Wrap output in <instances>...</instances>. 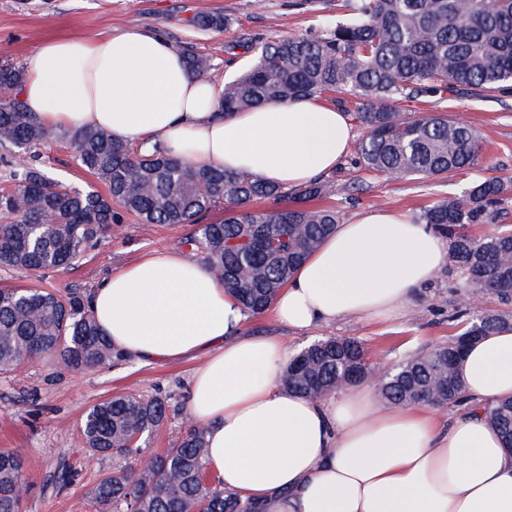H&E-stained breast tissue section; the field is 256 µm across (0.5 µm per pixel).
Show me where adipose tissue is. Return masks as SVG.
<instances>
[{"instance_id": "adipose-tissue-1", "label": "adipose tissue", "mask_w": 512, "mask_h": 512, "mask_svg": "<svg viewBox=\"0 0 512 512\" xmlns=\"http://www.w3.org/2000/svg\"><path fill=\"white\" fill-rule=\"evenodd\" d=\"M24 73L20 99L41 123L159 141L193 164L285 189L336 169L354 137L349 117L315 97L224 114L223 81L192 77L168 39L138 27L44 41ZM448 254L429 225L364 210L323 240L271 310L296 330L391 321ZM88 306L129 356L198 359L187 408L208 428L207 464L263 512H512V450L481 410L512 397L511 329L468 347L459 373L473 405L443 426L426 404L383 407L371 383L323 400L284 390L287 343L246 334L235 298L181 251L112 272Z\"/></svg>"}]
</instances>
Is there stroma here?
I'll use <instances>...</instances> for the list:
<instances>
[{
	"label": "stroma",
	"mask_w": 512,
	"mask_h": 512,
	"mask_svg": "<svg viewBox=\"0 0 512 512\" xmlns=\"http://www.w3.org/2000/svg\"><path fill=\"white\" fill-rule=\"evenodd\" d=\"M196 14L221 15L223 29L188 26ZM336 8L305 11L295 0H0V64L23 65L41 42L52 38H92L139 27L164 34L176 47L193 46L207 56L219 80L237 77L253 60L248 42L295 37L335 21ZM413 117L442 112L467 123L481 136L480 161L473 168L445 177L390 180L351 160L330 172L335 183L325 205L335 207L340 222L365 209H393L418 217L424 208L460 194L472 182L492 176L512 179V91L487 97L447 93L404 103ZM48 175L84 190L103 191L69 149L53 143L41 147ZM190 231L185 224H140L127 219L122 234L106 238L73 268L46 273V287L91 293L103 277L145 254L177 249ZM456 275L440 272L434 286L411 300L392 321H339L307 331L278 323L270 313L248 318L245 329L255 336L283 338L292 351L329 337H353L367 349L371 363L394 365L403 358L446 343L456 328ZM195 361L144 364L135 359L88 373H73L39 362L18 376L0 375V450L20 452L33 489L23 512H92L90 491L103 475L139 469V458L88 459L83 454L82 418L94 404L126 392L168 397L167 422L144 442L145 455L172 447L188 418L186 396Z\"/></svg>",
	"instance_id": "stroma-1"
}]
</instances>
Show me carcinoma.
I'll return each mask as SVG.
<instances>
[{
	"mask_svg": "<svg viewBox=\"0 0 512 512\" xmlns=\"http://www.w3.org/2000/svg\"><path fill=\"white\" fill-rule=\"evenodd\" d=\"M336 23L301 37L261 42L246 71L224 84L221 111L252 109L265 101L351 94L352 118L367 134L355 164L391 180L444 177L475 166L480 145L466 123L441 114L406 118L400 104L448 92L504 91L512 83V0H342ZM191 26L221 28L220 15H200ZM188 69L209 79L210 63L194 47L182 49ZM24 70L0 65V162L8 185L0 188V269L29 272L37 282L0 288V374L50 362L73 372H92L125 359L100 330L78 290L60 293L40 285L48 271H63L123 230L125 217L142 224H191L182 245L203 258L213 277L250 315L263 314L292 273L339 217L333 209L304 203L330 196L322 177L292 190V208L251 206L278 200L282 189L262 179L197 167L156 144L112 138L102 130L49 128L19 98ZM64 142L79 164L107 187V195L70 189L46 176L38 149ZM512 183L478 181L464 194L423 210L450 243V263L471 295L512 302V230L475 236L470 226L503 218ZM120 205L117 211L112 204ZM224 209V220L202 216ZM465 318L448 344L408 357L380 383L391 407L425 403L464 406L459 363L465 347L512 324L494 310H458ZM365 347L353 338L328 337L302 349L289 363L283 388L312 399L336 393L343 382L369 374ZM486 419L512 448V398L482 406ZM160 396L124 393L90 407L83 419L85 452L128 458L141 454L142 439L168 420ZM204 425L188 422L179 443L152 458V466L103 476L91 491L95 512H255L224 491L206 472ZM30 491L22 456L0 452V512H22Z\"/></svg>",
	"mask_w": 512,
	"mask_h": 512,
	"instance_id": "obj_1",
	"label": "carcinoma"
}]
</instances>
